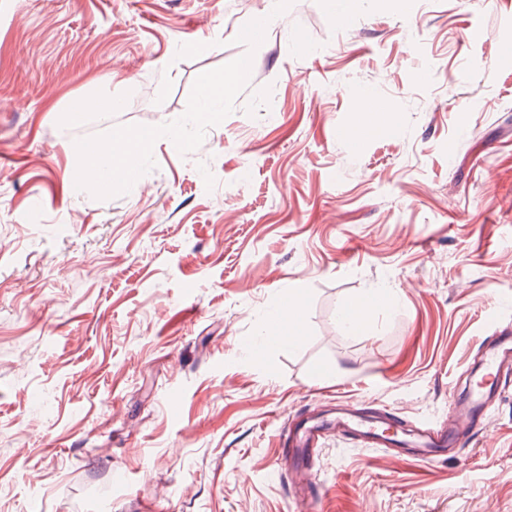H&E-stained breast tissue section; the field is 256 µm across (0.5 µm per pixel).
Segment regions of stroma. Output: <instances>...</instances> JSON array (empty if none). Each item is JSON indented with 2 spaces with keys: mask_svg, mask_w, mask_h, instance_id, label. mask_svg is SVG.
<instances>
[{
  "mask_svg": "<svg viewBox=\"0 0 512 512\" xmlns=\"http://www.w3.org/2000/svg\"><path fill=\"white\" fill-rule=\"evenodd\" d=\"M267 9L0 0V512H296L290 419L374 396L406 427L464 421L454 388L512 329V0H293L198 149L159 138L122 196L75 185L78 140L180 117ZM295 295L303 340L262 344ZM317 454L322 512H512V386L447 457L339 428ZM77 108L72 110L71 116L73 120L81 119L86 112H94L102 117L111 114L118 106V101L112 96L107 98L90 97L84 100Z\"/></svg>",
  "mask_w": 512,
  "mask_h": 512,
  "instance_id": "1",
  "label": "stroma"
}]
</instances>
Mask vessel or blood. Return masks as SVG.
<instances>
[{"instance_id":"obj_1","label":"vessel or blood","mask_w":512,"mask_h":512,"mask_svg":"<svg viewBox=\"0 0 512 512\" xmlns=\"http://www.w3.org/2000/svg\"><path fill=\"white\" fill-rule=\"evenodd\" d=\"M478 360L483 370L480 380L469 386L465 394L451 400L452 405L468 410V427H460L452 420L437 429L418 430L412 440L402 443L389 434L392 418L385 409L376 408L365 414L355 407L343 405L339 412L345 419L347 431L367 443L396 447L397 458L403 463L432 461L445 455L448 449L465 447L495 410L499 384L512 378V333L502 330L486 337L479 345ZM319 437L318 425L298 420L293 421L289 432L283 435L284 456L290 469L306 478L305 483L292 491L300 512H319L318 504L323 497L321 487L308 477L311 454Z\"/></svg>"}]
</instances>
